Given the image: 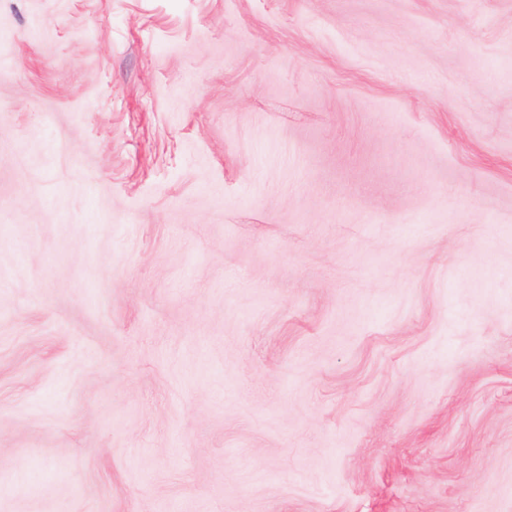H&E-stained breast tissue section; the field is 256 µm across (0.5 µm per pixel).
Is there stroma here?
Returning <instances> with one entry per match:
<instances>
[{
	"mask_svg": "<svg viewBox=\"0 0 512 512\" xmlns=\"http://www.w3.org/2000/svg\"><path fill=\"white\" fill-rule=\"evenodd\" d=\"M0 512H512V0H0Z\"/></svg>",
	"mask_w": 512,
	"mask_h": 512,
	"instance_id": "stroma-1",
	"label": "stroma"
}]
</instances>
